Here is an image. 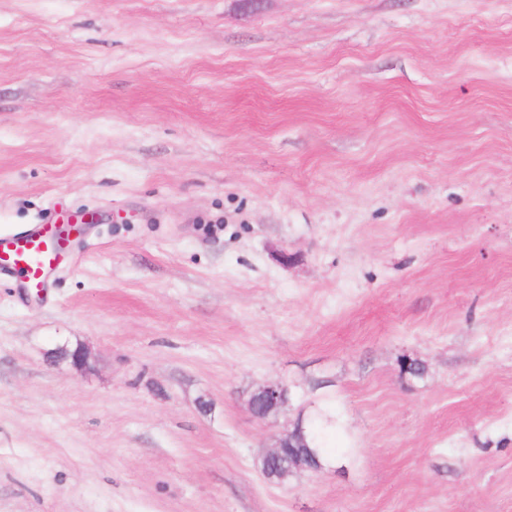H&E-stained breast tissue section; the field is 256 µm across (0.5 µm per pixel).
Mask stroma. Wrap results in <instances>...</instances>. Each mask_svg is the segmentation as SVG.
Wrapping results in <instances>:
<instances>
[{"instance_id": "35a3bbf8", "label": "stroma", "mask_w": 512, "mask_h": 512, "mask_svg": "<svg viewBox=\"0 0 512 512\" xmlns=\"http://www.w3.org/2000/svg\"><path fill=\"white\" fill-rule=\"evenodd\" d=\"M67 207L0 512H512V0H0V230ZM289 390L282 383L267 384L256 389L251 395L249 406L256 418L268 417L288 405ZM300 432L298 427L288 431L277 438L274 448H271L265 455L268 460L267 472L264 474L268 479L282 483V479L291 475L298 469L317 470L302 464L297 460L293 453V448L300 446ZM282 474L283 477H279Z\"/></svg>"}]
</instances>
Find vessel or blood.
<instances>
[{"instance_id": "obj_1", "label": "vessel or blood", "mask_w": 512, "mask_h": 512, "mask_svg": "<svg viewBox=\"0 0 512 512\" xmlns=\"http://www.w3.org/2000/svg\"><path fill=\"white\" fill-rule=\"evenodd\" d=\"M55 239L54 230L43 224L21 234L0 231V271L16 274L24 291H43L60 259Z\"/></svg>"}]
</instances>
